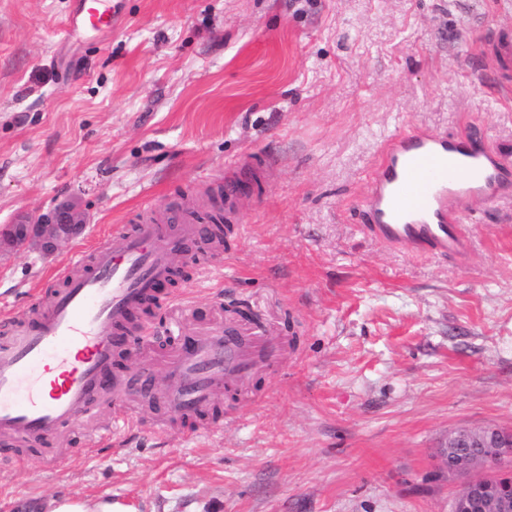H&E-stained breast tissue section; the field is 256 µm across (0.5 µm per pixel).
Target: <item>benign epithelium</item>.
I'll return each mask as SVG.
<instances>
[{"label": "benign epithelium", "mask_w": 512, "mask_h": 512, "mask_svg": "<svg viewBox=\"0 0 512 512\" xmlns=\"http://www.w3.org/2000/svg\"><path fill=\"white\" fill-rule=\"evenodd\" d=\"M86 226V213L78 203L64 199L38 215H17L10 223V234L0 233V254L24 248L50 258L63 244L80 237ZM507 442L512 443V432L496 426L461 428L448 434L437 456L448 475L462 480L453 512H512V485L495 487L480 474L494 466L493 449Z\"/></svg>", "instance_id": "1"}]
</instances>
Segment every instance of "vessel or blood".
<instances>
[{"mask_svg":"<svg viewBox=\"0 0 512 512\" xmlns=\"http://www.w3.org/2000/svg\"><path fill=\"white\" fill-rule=\"evenodd\" d=\"M111 0H76V31L111 29ZM512 191V158L475 135L413 129L383 148L366 199L367 232L412 253L466 263L462 220L474 206ZM224 248L196 211L185 208L131 229L91 255L75 254L59 272L62 285L30 314L0 320V460L20 461L24 446L62 440L108 393L114 421L123 400L152 388L149 368L127 377L114 372L133 317L173 275L175 256H222ZM272 361L270 339L253 329L243 341L214 331L181 336L163 371L175 418L192 420Z\"/></svg>","mask_w":512,"mask_h":512,"instance_id":"vessel-or-blood-1","label":"vessel or blood"}]
</instances>
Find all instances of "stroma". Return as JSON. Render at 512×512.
Wrapping results in <instances>:
<instances>
[{
    "label": "stroma",
    "mask_w": 512,
    "mask_h": 512,
    "mask_svg": "<svg viewBox=\"0 0 512 512\" xmlns=\"http://www.w3.org/2000/svg\"><path fill=\"white\" fill-rule=\"evenodd\" d=\"M112 4L111 31L82 34L72 0H0V225L70 196L89 216L52 258H0V318L117 230L220 212L223 257L176 261L142 341L258 326L275 369L182 436L155 372L101 457L82 450L102 409L59 468L0 462V512H450L448 432L512 431V197L466 215L465 265L368 235L362 204L414 127L512 156V0ZM51 512H126L112 499H99L93 504L69 497L53 500Z\"/></svg>",
    "instance_id": "obj_1"
}]
</instances>
